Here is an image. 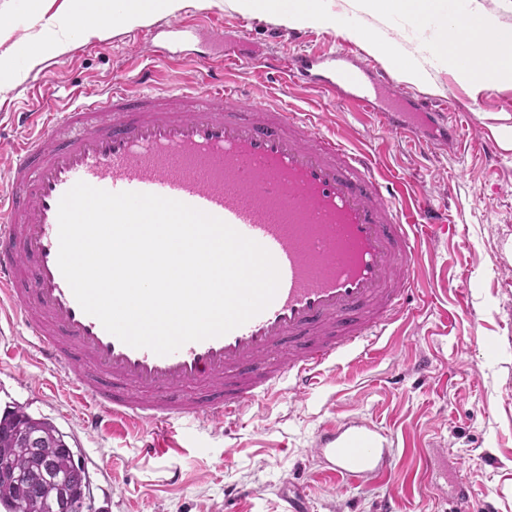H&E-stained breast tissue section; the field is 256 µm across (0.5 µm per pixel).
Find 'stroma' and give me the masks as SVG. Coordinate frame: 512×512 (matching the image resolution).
I'll return each mask as SVG.
<instances>
[{"mask_svg": "<svg viewBox=\"0 0 512 512\" xmlns=\"http://www.w3.org/2000/svg\"><path fill=\"white\" fill-rule=\"evenodd\" d=\"M354 0H325L347 20L346 34L291 27L235 10L230 0H186L185 14L205 19L179 48L182 66L165 70L168 86H201L195 55H218L223 32L237 55L252 61L302 50L343 45L370 57L364 34L374 29L404 56L425 62L422 83L398 79L401 91L449 104L470 117L480 147L426 152L380 130L312 89L295 86L283 100L296 112H314L324 125L348 132L355 145L375 155L398 177H416L433 202L447 207L452 231L438 234L426 256L427 278L411 302L413 315L398 335L382 337L381 350L343 361L304 397L284 393L255 403L235 422L178 433L181 453L141 455L145 434L85 432L83 409L17 335H0V410L26 405L64 433L80 459L96 458L112 471L109 494L92 491L103 512H282L281 496L302 497L307 512H380L394 501L397 512H453L449 485L469 489L475 508L512 512V84L477 91L446 62L430 59L435 23L403 17L379 19ZM68 0H0V55H11L21 79L0 92V140H22L32 126L14 113L38 97L62 108L78 89H103L132 55H145L140 29L102 26L78 35L36 64L13 48L38 36ZM426 361V374L414 366ZM366 419L395 440L397 477L368 484L340 483L321 472L309 454L317 432L348 417ZM433 479H426L425 468Z\"/></svg>", "mask_w": 512, "mask_h": 512, "instance_id": "stroma-1", "label": "stroma"}]
</instances>
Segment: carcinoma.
Returning a JSON list of instances; mask_svg holds the SVG:
<instances>
[{
	"label": "carcinoma",
	"instance_id": "cac0c4a2",
	"mask_svg": "<svg viewBox=\"0 0 512 512\" xmlns=\"http://www.w3.org/2000/svg\"><path fill=\"white\" fill-rule=\"evenodd\" d=\"M85 468L52 421L16 405L0 415V501L8 512H93Z\"/></svg>",
	"mask_w": 512,
	"mask_h": 512
}]
</instances>
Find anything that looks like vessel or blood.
Returning a JSON list of instances; mask_svg holds the SVG:
<instances>
[{
	"label": "vessel or blood",
	"instance_id": "b4317fda",
	"mask_svg": "<svg viewBox=\"0 0 512 512\" xmlns=\"http://www.w3.org/2000/svg\"><path fill=\"white\" fill-rule=\"evenodd\" d=\"M196 19L167 26L169 62ZM205 91L158 88L142 69L133 88L83 89L67 109L29 112L35 135L1 142L15 157L0 190V307L8 306L40 365L89 401L90 429L150 428L143 455L162 457L175 423L240 419L258 400L300 396L345 359H360L407 321L424 249L448 229L430 196L386 174L347 133L314 113L229 78L233 48L199 59ZM281 86L373 116L387 134L437 148L460 146L447 107L412 99L376 64L346 48L267 59ZM150 193L220 218L265 247L280 284L273 302L229 333L160 356L133 348L86 314L58 266V203L77 182ZM311 456L329 475L369 482L390 469L386 431L361 418L320 430Z\"/></svg>",
	"mask_w": 512,
	"mask_h": 512
}]
</instances>
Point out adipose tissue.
I'll return each mask as SVG.
<instances>
[{
  "instance_id": "adipose-tissue-1",
  "label": "adipose tissue",
  "mask_w": 512,
  "mask_h": 512,
  "mask_svg": "<svg viewBox=\"0 0 512 512\" xmlns=\"http://www.w3.org/2000/svg\"><path fill=\"white\" fill-rule=\"evenodd\" d=\"M184 0H78L59 20L47 25L31 44L19 47L20 55L36 61L56 53L70 33H86L114 23L125 29L145 24L155 14L172 15L181 10ZM234 7L250 15L272 16L284 25H304L342 31L335 13L324 0H232ZM356 9L383 17L438 18L441 32L433 46L434 54L447 60L461 80L476 89L512 82V28L497 17L481 11L458 18L447 12L446 0H356ZM476 50L473 68L461 59Z\"/></svg>"
}]
</instances>
